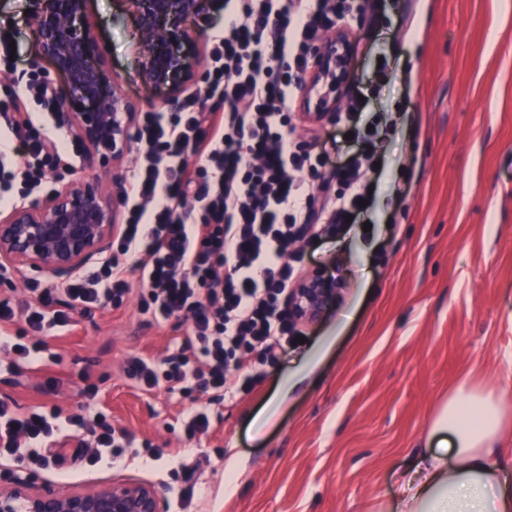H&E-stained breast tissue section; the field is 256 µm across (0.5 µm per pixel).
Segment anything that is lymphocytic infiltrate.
<instances>
[{
	"label": "lymphocytic infiltrate",
	"instance_id": "lymphocytic-infiltrate-1",
	"mask_svg": "<svg viewBox=\"0 0 512 512\" xmlns=\"http://www.w3.org/2000/svg\"><path fill=\"white\" fill-rule=\"evenodd\" d=\"M222 27L210 32L205 88L186 95L175 111H146L135 122L136 162L122 187L125 222L116 253L56 285L28 284L23 299L0 300V354L12 370L45 360L47 336L76 324V315L120 307L130 277L140 284L138 311L147 323L184 320L172 350L128 355L123 373L142 392L165 389L193 399L249 391L254 377L230 382L232 360L259 354L275 363L301 332L282 299L295 280L307 235L336 236L348 216L372 201L380 154V118H367L359 90L347 96L336 121L358 152L330 166L327 153L296 143L283 130L305 96L313 66L309 49L354 12L385 15V0H223ZM53 111L48 86L0 99V207L39 192L48 171L76 150L56 139L33 106ZM19 142L21 168L9 166ZM25 321L35 337L23 341ZM83 413L62 415L0 402V460L45 467L51 448L79 438L89 465L146 456L175 459L174 451L137 442L94 407L86 388Z\"/></svg>",
	"mask_w": 512,
	"mask_h": 512
}]
</instances>
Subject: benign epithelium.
I'll return each instance as SVG.
<instances>
[{"label": "benign epithelium", "instance_id": "obj_1", "mask_svg": "<svg viewBox=\"0 0 512 512\" xmlns=\"http://www.w3.org/2000/svg\"><path fill=\"white\" fill-rule=\"evenodd\" d=\"M42 55L68 80L70 90L90 105L72 111L59 96V115L81 144L96 152L101 167L122 158L132 142L135 105L122 92L105 60L98 34L88 20V0H32ZM135 17L141 77L164 87L176 101L187 84L203 78L190 63L194 32L186 21L203 15L210 0H125ZM338 29L313 48L320 86L312 110L326 115L345 92L342 68L348 61ZM119 196L100 179L59 178L43 198L25 200L0 213V268L67 279L109 248ZM336 289L323 275L302 276L288 292V313L302 325L324 316ZM0 512H165L155 485L132 476H114L88 490L38 488L28 479L0 486Z\"/></svg>", "mask_w": 512, "mask_h": 512}]
</instances>
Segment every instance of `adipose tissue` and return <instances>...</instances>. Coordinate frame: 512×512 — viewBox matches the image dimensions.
Instances as JSON below:
<instances>
[{
    "mask_svg": "<svg viewBox=\"0 0 512 512\" xmlns=\"http://www.w3.org/2000/svg\"><path fill=\"white\" fill-rule=\"evenodd\" d=\"M512 410L483 389L461 383L443 400L395 502L368 501L363 512H512V459L502 448Z\"/></svg>",
    "mask_w": 512,
    "mask_h": 512,
    "instance_id": "obj_1",
    "label": "adipose tissue"
}]
</instances>
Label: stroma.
Returning <instances> with one entry per match:
<instances>
[{"instance_id":"1","label":"stroma","mask_w":512,"mask_h":512,"mask_svg":"<svg viewBox=\"0 0 512 512\" xmlns=\"http://www.w3.org/2000/svg\"><path fill=\"white\" fill-rule=\"evenodd\" d=\"M29 0H0L15 20L16 63L0 66V93L31 73L52 88L65 77L39 56ZM407 14L401 31L357 14L340 20L356 46L351 85L370 92L368 112L393 126L383 144L372 206L335 237L302 242L303 271L336 288L323 318L275 364L250 358L248 395L213 403L208 432L186 442L190 399L131 388L120 371L129 353L161 355L180 332L142 324L139 283L120 309L79 317L49 341L52 370L0 367V400L78 412L82 391L139 440L182 449L192 472L186 494L169 491L167 460H103L83 470L76 443L60 472L12 467L0 485L91 487L117 473L159 486L166 512H358L391 499L398 478L441 400L464 377L512 405V0H390ZM89 20L121 89L137 111L173 110L166 90L140 77L139 33L122 0H91ZM390 76L380 80L378 57ZM133 155L101 171L89 150L61 175L124 183ZM289 391L288 402L275 399Z\"/></svg>"}]
</instances>
